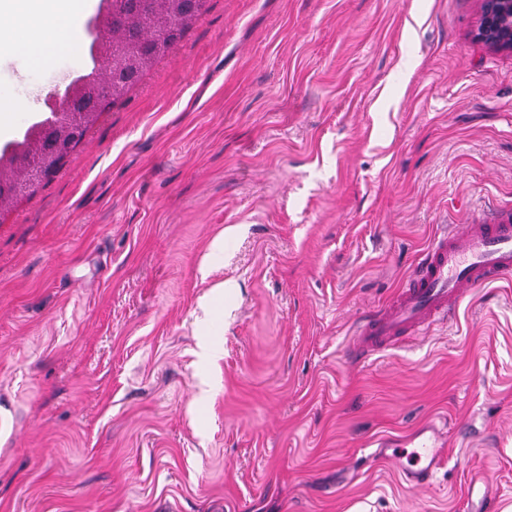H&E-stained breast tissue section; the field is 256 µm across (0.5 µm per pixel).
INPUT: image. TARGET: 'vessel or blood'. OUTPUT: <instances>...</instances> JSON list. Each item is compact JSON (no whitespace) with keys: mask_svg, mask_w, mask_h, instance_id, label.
I'll list each match as a JSON object with an SVG mask.
<instances>
[{"mask_svg":"<svg viewBox=\"0 0 512 512\" xmlns=\"http://www.w3.org/2000/svg\"><path fill=\"white\" fill-rule=\"evenodd\" d=\"M512 281V214L494 224L455 226L435 236L414 274L393 299L364 316L354 349L365 357L392 345L400 337L423 333L454 319L466 293ZM442 429L428 421L409 439H383L390 460L400 462V476L409 486H427L442 458Z\"/></svg>","mask_w":512,"mask_h":512,"instance_id":"1","label":"vessel or blood"}]
</instances>
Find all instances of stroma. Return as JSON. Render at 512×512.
<instances>
[{
    "label": "stroma",
    "instance_id": "35a3bbf8",
    "mask_svg": "<svg viewBox=\"0 0 512 512\" xmlns=\"http://www.w3.org/2000/svg\"><path fill=\"white\" fill-rule=\"evenodd\" d=\"M482 0H207L0 213V512L512 506V285L366 358L443 224L512 212V51ZM89 39L0 55L20 137ZM448 423L415 489L370 442Z\"/></svg>",
    "mask_w": 512,
    "mask_h": 512
}]
</instances>
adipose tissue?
<instances>
[{
	"instance_id": "adipose-tissue-1",
	"label": "adipose tissue",
	"mask_w": 512,
	"mask_h": 512,
	"mask_svg": "<svg viewBox=\"0 0 512 512\" xmlns=\"http://www.w3.org/2000/svg\"><path fill=\"white\" fill-rule=\"evenodd\" d=\"M86 0H44L33 8L31 0H11L0 13V53L24 47L32 64L46 63L68 47L79 26Z\"/></svg>"
}]
</instances>
